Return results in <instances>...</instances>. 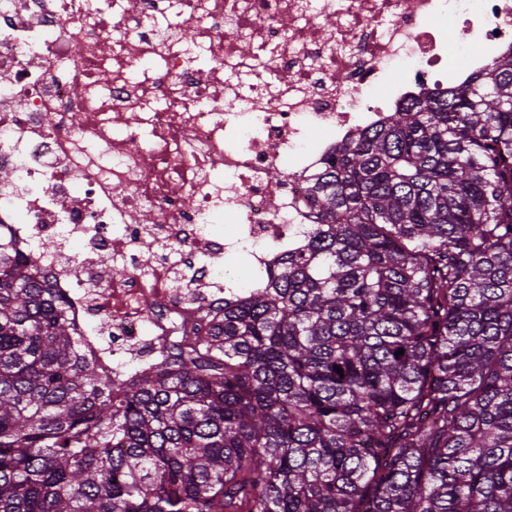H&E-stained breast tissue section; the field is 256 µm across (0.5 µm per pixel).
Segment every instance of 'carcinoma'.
<instances>
[{
    "mask_svg": "<svg viewBox=\"0 0 512 512\" xmlns=\"http://www.w3.org/2000/svg\"><path fill=\"white\" fill-rule=\"evenodd\" d=\"M308 196L199 347L129 382L0 235V512H512V49Z\"/></svg>",
    "mask_w": 512,
    "mask_h": 512,
    "instance_id": "1",
    "label": "carcinoma"
}]
</instances>
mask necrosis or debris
I'll list each match as a JSON object with an SVG mask.
<instances>
[{
  "mask_svg": "<svg viewBox=\"0 0 512 512\" xmlns=\"http://www.w3.org/2000/svg\"><path fill=\"white\" fill-rule=\"evenodd\" d=\"M509 48L512 0H0V224L104 372L189 350L202 257L262 275L338 144Z\"/></svg>",
  "mask_w": 512,
  "mask_h": 512,
  "instance_id": "1",
  "label": "necrosis or debris"
}]
</instances>
